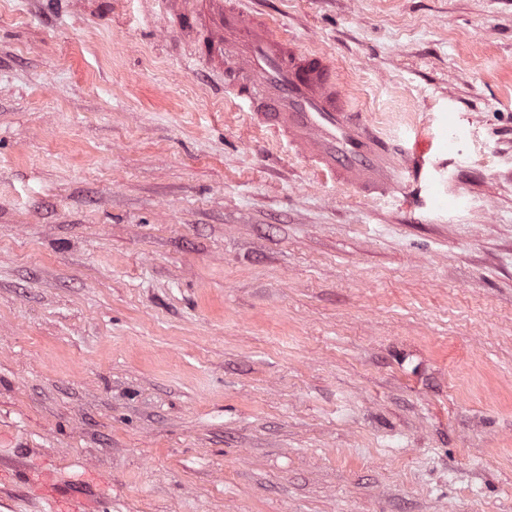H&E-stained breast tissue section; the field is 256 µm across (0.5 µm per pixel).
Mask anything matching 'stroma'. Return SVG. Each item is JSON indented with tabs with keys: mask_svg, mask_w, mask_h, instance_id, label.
<instances>
[{
	"mask_svg": "<svg viewBox=\"0 0 512 512\" xmlns=\"http://www.w3.org/2000/svg\"><path fill=\"white\" fill-rule=\"evenodd\" d=\"M447 168L249 127L156 0H0V512H512V0H239ZM32 483L40 487L49 503L47 512H96V502L78 495L65 493L50 473H43L32 478Z\"/></svg>",
	"mask_w": 512,
	"mask_h": 512,
	"instance_id": "stroma-1",
	"label": "stroma"
}]
</instances>
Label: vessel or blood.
Returning a JSON list of instances; mask_svg holds the SVG:
<instances>
[{
  "mask_svg": "<svg viewBox=\"0 0 512 512\" xmlns=\"http://www.w3.org/2000/svg\"><path fill=\"white\" fill-rule=\"evenodd\" d=\"M160 2L162 20L192 38L203 64L223 75L225 96L245 106L253 125L363 196L419 199L434 169L427 148L377 131L338 86L330 58L300 50L231 0ZM34 483L48 512H96L94 501L65 493L52 474L37 475Z\"/></svg>",
  "mask_w": 512,
  "mask_h": 512,
  "instance_id": "vessel-or-blood-1",
  "label": "vessel or blood"
}]
</instances>
